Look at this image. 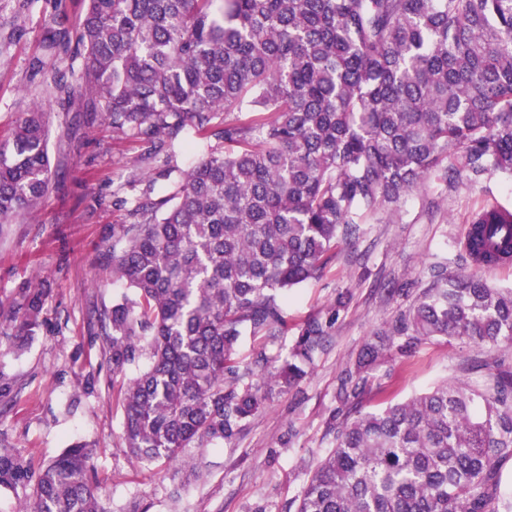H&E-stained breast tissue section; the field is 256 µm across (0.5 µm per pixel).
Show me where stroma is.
I'll list each match as a JSON object with an SVG mask.
<instances>
[{"label": "stroma", "mask_w": 512, "mask_h": 512, "mask_svg": "<svg viewBox=\"0 0 512 512\" xmlns=\"http://www.w3.org/2000/svg\"><path fill=\"white\" fill-rule=\"evenodd\" d=\"M85 0H35L16 15V0H0V135L33 102L30 67L41 56L44 26L58 14L66 26L80 22ZM49 132L53 187L38 211L0 228V448L15 449L40 467L76 443L100 450L93 478L109 512H250L265 504L281 512L298 495L313 459L333 448L326 420L336 406V378L396 308L376 284L416 289L429 266L446 260L471 270L466 221L487 204L512 206V180L493 177L455 192L426 181L405 198L401 219H375L354 246L341 247L319 279L291 289L288 320L326 312L337 295L352 300L314 361L308 378L287 394L273 395L235 447L218 443L187 452L202 478L178 465H134L120 447L123 377L112 374L97 312L124 294L105 252L115 225L129 221L127 201L149 164L140 149L112 134L108 120L77 125L72 113L43 102ZM49 290L45 324L16 351L12 318L28 282ZM484 353L459 343L433 341L380 365L364 395L365 410L384 397L402 400L444 380H480L474 361Z\"/></svg>", "instance_id": "obj_1"}]
</instances>
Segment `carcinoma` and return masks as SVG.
Segmentation results:
<instances>
[{"label":"carcinoma","mask_w":512,"mask_h":512,"mask_svg":"<svg viewBox=\"0 0 512 512\" xmlns=\"http://www.w3.org/2000/svg\"><path fill=\"white\" fill-rule=\"evenodd\" d=\"M71 30L45 24L34 91L158 162L112 235V273L131 295L100 314L122 388V445L142 466L187 448L234 447L273 392L303 381L352 294L296 325L280 297L318 278L362 224L400 217L433 178L450 192L512 178V0H86ZM68 58L78 70L48 63ZM254 117L241 119L237 114ZM185 146L194 165L175 164ZM51 186L42 107L0 139V224ZM473 264L512 263V208L471 216ZM337 377L326 431L335 447L306 468L283 512H512V366L364 410L375 367L437 338L512 346V288L439 263ZM49 291L28 288L20 336ZM257 341L253 356L239 348ZM97 449L67 448L34 473L0 448V491L32 487L14 512H109L91 475Z\"/></svg>","instance_id":"obj_1"}]
</instances>
